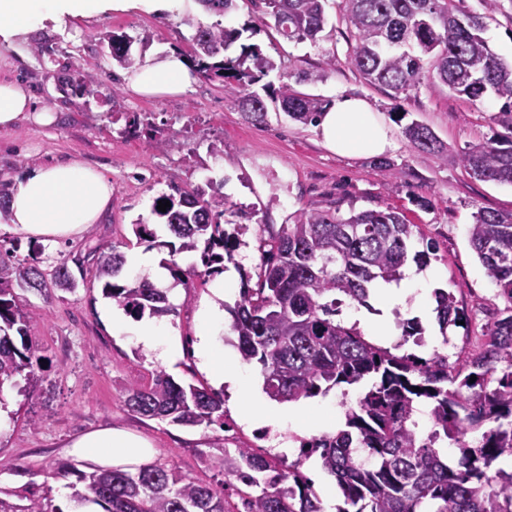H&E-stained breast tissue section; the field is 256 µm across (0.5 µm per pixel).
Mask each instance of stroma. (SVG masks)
<instances>
[{"label":"stroma","mask_w":512,"mask_h":512,"mask_svg":"<svg viewBox=\"0 0 512 512\" xmlns=\"http://www.w3.org/2000/svg\"><path fill=\"white\" fill-rule=\"evenodd\" d=\"M463 7L482 16L484 38L511 63L512 0H464ZM264 12L262 0H238L236 10L226 16L203 9L195 15L156 16L92 7L61 25L34 19L29 34L14 44H0V81L20 84L35 110L48 108L56 114L48 126L23 119L0 129V184L13 186L29 168L77 158L110 178L113 188L111 209L71 240H28L12 229L6 210L0 209V253L37 265L46 282L45 293L20 287L16 294L34 312L29 336L48 362L36 368L34 380L22 392H10L0 414V499L14 505L36 499L70 512L68 480L56 475L55 468L67 462L90 470V462L68 454L66 447L84 433L112 426L148 439L156 451L155 462L222 490L231 512H240L242 500L237 482L224 479L221 461L228 448H249L286 464L301 461L322 512L344 508L334 478L316 470L319 455L304 458L296 451H282L273 447L270 437L282 431L306 439L336 433L360 387H336L308 399L305 421L251 424L250 416L272 401L262 390L260 365L242 360L230 342L229 326L218 330L219 348L230 357L245 388L224 393L223 425L183 427L127 408V390L151 386L161 372L182 383L213 385L194 349L197 310L212 295L211 276L193 277L191 287L170 295L172 310L159 318L164 328L160 345L147 349L130 337L114 336L116 306L96 275L98 253L111 250L127 258L150 254L161 270L174 263L185 273L198 265L196 254L164 248L171 235L152 214L155 199L171 186L208 190L218 185L231 202L254 209L251 220L225 227L241 241L235 264L224 272L226 304L238 300L246 279L257 278L261 240L295 223L302 211L336 205L344 213L391 209L416 225L425 240L436 245L416 296L429 303L435 289L451 291L468 316L466 324L445 332L437 322H423L425 343L418 347L403 343L398 322L406 313L396 308L387 332L362 325L375 343L389 349L400 344L422 358L437 353L453 362L459 354L479 352L488 328L503 314L506 303L472 251L468 229L479 210L512 211V186L477 178L458 163L470 145L489 135V117L498 111L499 100L472 103L428 70L416 89L399 94L369 83L350 60L356 30L342 0H328L327 22L315 43L290 41L260 25ZM216 22L241 31V43L258 45L278 63L277 70L252 87L267 106L264 121L246 119L218 80L197 78L179 97L134 95L106 41L112 33L127 36L135 61L155 50L184 54L197 25ZM72 64L102 76L94 93L74 104L60 89ZM317 71L321 80L305 81V74ZM285 84L328 102L338 95L364 98L398 131L406 122H421L435 133L443 151L431 153L401 137L384 167L373 158L331 154L317 144L313 125L295 122L281 111L275 98ZM132 117L139 118L140 129L128 135L124 127ZM423 199L428 207H420ZM139 221L152 225L156 241L135 236L132 226ZM62 265L74 275L75 291L57 287L55 271ZM171 342L178 346V355L162 358L161 346Z\"/></svg>","instance_id":"1"}]
</instances>
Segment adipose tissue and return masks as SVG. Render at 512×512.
I'll return each mask as SVG.
<instances>
[{
  "instance_id": "ef3b65f1",
  "label": "adipose tissue",
  "mask_w": 512,
  "mask_h": 512,
  "mask_svg": "<svg viewBox=\"0 0 512 512\" xmlns=\"http://www.w3.org/2000/svg\"><path fill=\"white\" fill-rule=\"evenodd\" d=\"M87 9V0H0V40L25 32L39 12L76 16ZM127 88L142 97L187 93L193 83L187 59L174 51L146 55L126 71ZM315 132L321 145L343 157L374 158L397 148L393 128L364 99L342 96L319 117ZM112 206V181L84 162L71 159L32 170L17 178L8 202V221L33 238L56 240L82 234ZM212 300L198 315V355L213 370L217 383L238 388L234 372L215 357L214 322L223 320L220 306L224 281L215 279ZM70 453L102 467L142 464L151 459L148 442L121 429L107 427L89 432L72 443Z\"/></svg>"
}]
</instances>
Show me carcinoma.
I'll use <instances>...</instances> for the list:
<instances>
[{"label": "carcinoma", "instance_id": "obj_1", "mask_svg": "<svg viewBox=\"0 0 512 512\" xmlns=\"http://www.w3.org/2000/svg\"><path fill=\"white\" fill-rule=\"evenodd\" d=\"M224 15L237 0H199ZM265 15L288 40L316 41L325 24L327 0H263ZM463 0H344L343 10L356 29L352 64L373 84L396 92L419 82L422 58L428 57L438 81L481 102L492 95L503 101L491 116L493 135L460 157L462 167L481 179L512 185V65L502 61L483 37V22L460 7ZM241 37L220 24L200 25L192 36L189 58L208 80L224 82L244 114L264 119L267 107L249 87L277 69L275 59L255 44L240 45L235 57L218 58ZM112 60L131 63L125 37L107 36ZM63 84L72 95L91 94L99 74L77 72ZM281 110L306 124L326 108L323 99L284 84L277 95ZM405 136L422 149L442 151L434 132L411 121ZM158 200L170 207L153 214L180 240L179 252L196 253L205 272L224 270L235 261L236 237L224 230L225 212L238 218L222 194L170 187ZM469 244L499 293L512 303V211L481 210L470 225ZM416 225L393 210H308L296 223L260 244L261 264L254 286L243 284L240 300L228 308L237 348L247 362L260 364L268 396L282 402L313 398L341 385L365 379L370 386L345 416V428L313 438L310 452L320 455L348 508L343 512H512V472L497 467L512 457V306L497 319L482 350L458 366L438 354L430 359L397 356L376 345L356 325L336 320L340 294L365 306L380 282L402 279L407 260L429 262L431 243L415 249ZM124 264L117 251L97 258L96 274L106 294L126 314L140 318L168 314L167 291L147 279L129 285L111 282ZM46 289L39 269L0 256V397L21 389L20 379L35 375L42 359L29 341L33 313L14 293L13 284ZM441 330L466 319L454 294L434 292ZM475 381H470L471 376ZM126 406L144 417L181 426L211 425L223 419L224 400L192 383L182 384L160 372L149 388L127 391ZM426 405L432 427L421 437L418 406ZM473 435L466 441L467 435ZM458 448L457 463L442 459L436 445ZM68 483L70 501L94 504L103 512H228L224 495L172 468L145 464L131 473L123 468L75 470ZM224 476L243 486L262 487L244 499L247 512H322L298 464L280 468L246 448L224 452Z\"/></svg>", "mask_w": 512, "mask_h": 512}]
</instances>
